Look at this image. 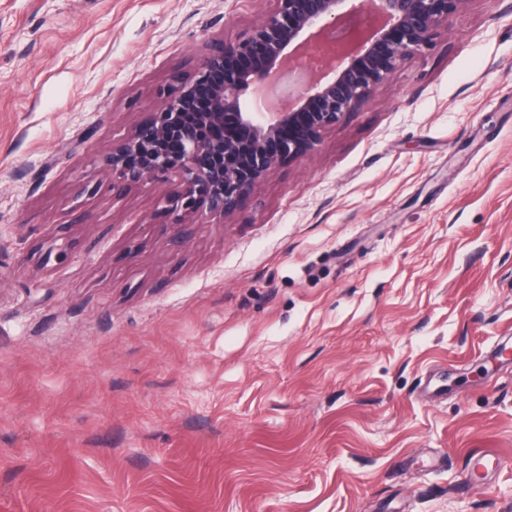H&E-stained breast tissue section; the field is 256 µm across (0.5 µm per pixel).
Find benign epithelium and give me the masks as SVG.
Instances as JSON below:
<instances>
[{"label": "benign epithelium", "instance_id": "1", "mask_svg": "<svg viewBox=\"0 0 512 512\" xmlns=\"http://www.w3.org/2000/svg\"><path fill=\"white\" fill-rule=\"evenodd\" d=\"M273 2L235 41L212 42L196 71L173 77L112 145V191L175 174L181 190L167 212L235 214L279 166L367 104L405 56L430 47L466 0Z\"/></svg>", "mask_w": 512, "mask_h": 512}]
</instances>
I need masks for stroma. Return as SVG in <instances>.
<instances>
[{
  "label": "stroma",
  "mask_w": 512,
  "mask_h": 512,
  "mask_svg": "<svg viewBox=\"0 0 512 512\" xmlns=\"http://www.w3.org/2000/svg\"><path fill=\"white\" fill-rule=\"evenodd\" d=\"M272 5L0 0V512H512V0L225 220L112 191Z\"/></svg>",
  "instance_id": "stroma-1"
}]
</instances>
